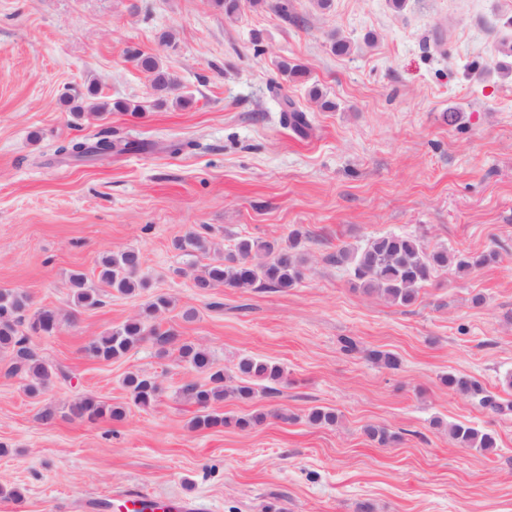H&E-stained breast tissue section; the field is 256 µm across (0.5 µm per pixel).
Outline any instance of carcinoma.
<instances>
[{"instance_id": "1", "label": "carcinoma", "mask_w": 512, "mask_h": 512, "mask_svg": "<svg viewBox=\"0 0 512 512\" xmlns=\"http://www.w3.org/2000/svg\"><path fill=\"white\" fill-rule=\"evenodd\" d=\"M128 58L148 75L150 88L160 102L171 100L179 106L190 103L189 97L180 93L179 83L170 66L159 57L130 50ZM279 105L284 125L298 134H306L309 129L307 114L298 109L286 95L280 97ZM94 108L98 111L109 108L119 112L143 111L140 103L132 101H116L112 104L100 102ZM112 148V141L107 138H101L93 145L84 140L71 139L59 145L56 152L64 156L85 157L106 155L112 152ZM299 237L298 231L291 232L285 243L241 237L224 256L201 267L194 276L195 287L202 292L220 286L240 289L294 288L305 276L304 260L297 252ZM175 248L186 256L194 257L208 252L209 240L202 233L192 230L175 242ZM494 258L493 253L477 256L462 253L451 255L443 248H429L416 236L399 234L378 236L357 247L341 248L329 256L330 261L347 266L352 280L363 293L404 306L417 300L419 290L439 269L453 264L458 271L469 272ZM141 264L142 256L136 249L113 252L102 257L99 279L120 294H132L137 289L146 287L145 280L140 277ZM70 284L77 306L94 308L102 304L100 290L89 285L84 274H71ZM29 307V298L25 293L0 289V354L10 356L8 373H21L26 376L29 379L26 391L36 395L49 383L52 371L31 350L29 340L34 335H53L59 328V317L51 308H41L29 316ZM168 307L167 298L155 297L138 314L112 331L92 338L86 350L92 357L109 362L126 355L135 345L148 339L161 346L167 344L170 333L161 330L157 317ZM179 353L194 370L205 375V382H189L179 388L180 394L186 400L201 408V413L190 422V427L194 430L234 426L245 431L254 427L264 419V415L231 418L212 410L211 405L228 395L250 399L261 390H272V385L284 380L285 370L280 364L248 355L240 358L237 364L238 384L229 387L226 384L224 365L208 349L184 343L180 346ZM367 358L389 370L397 369L400 364L399 358L389 351L372 350ZM443 381L456 391L479 396V404L485 409L493 412L502 410L498 400L492 395L482 394L478 383L470 378L448 375ZM124 386L130 402L140 409L152 406L161 393L158 380L144 374L128 375L124 379ZM59 412L64 416L70 415L91 422L105 417L120 420L125 415L124 409L119 406L112 407L91 396H85L61 411L51 406L45 408L42 418L51 421ZM448 434L465 448L491 452L497 447L494 435L465 424L451 425Z\"/></svg>"}]
</instances>
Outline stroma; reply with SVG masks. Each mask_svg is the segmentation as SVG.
<instances>
[{
	"mask_svg": "<svg viewBox=\"0 0 512 512\" xmlns=\"http://www.w3.org/2000/svg\"><path fill=\"white\" fill-rule=\"evenodd\" d=\"M275 2L229 19L212 0H0V289L60 319L54 335L31 339L53 369L40 396L0 356V505L12 512H91L129 487L193 497L208 512H355L361 501L373 512H512V56L498 51L512 0H405L399 10L333 0L326 12L291 0L299 26ZM334 36L349 54L331 51ZM131 49L161 56L190 105H157ZM284 59L307 76L282 78ZM314 86L334 110L311 99ZM282 94L307 113L306 135L283 124ZM74 96L86 107L78 119ZM116 100L143 110L91 109ZM103 136L118 153L56 152ZM127 142L145 148L122 152ZM191 230L209 238V256L240 236L300 231L305 277L288 290L200 294L194 270L209 256L174 247ZM386 233L498 258L466 274L443 269L415 304L395 306L328 260ZM127 248L141 251L148 286L122 295L101 285L98 262ZM75 271L102 305L76 306ZM159 295L174 344L146 341L111 362L88 354L93 337ZM346 336L360 353L343 351ZM184 342L228 370L245 355L286 369L277 393L217 405L265 413L262 424L190 429L198 408L178 390L200 376L178 357ZM373 349L397 354L399 369L367 360ZM131 372L162 384L149 409L129 402ZM448 374L478 381L502 411L449 388ZM86 395L125 406V418L42 420ZM315 407L338 422L310 423ZM455 423L494 433L497 448L460 447ZM369 425L397 442L374 444Z\"/></svg>",
	"mask_w": 512,
	"mask_h": 512,
	"instance_id": "obj_1",
	"label": "stroma"
}]
</instances>
